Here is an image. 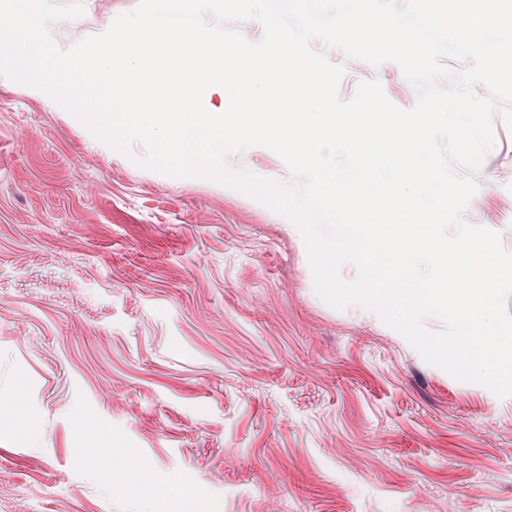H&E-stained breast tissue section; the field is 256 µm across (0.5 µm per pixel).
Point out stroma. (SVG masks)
<instances>
[{"mask_svg": "<svg viewBox=\"0 0 512 512\" xmlns=\"http://www.w3.org/2000/svg\"><path fill=\"white\" fill-rule=\"evenodd\" d=\"M138 3L84 0L82 37ZM328 57L341 99L376 79L415 104L395 63ZM493 132L465 219L512 251V128ZM144 153L0 76V512H146L140 464L181 512H512V395L330 307L289 219ZM231 162L291 179L262 147Z\"/></svg>", "mask_w": 512, "mask_h": 512, "instance_id": "1", "label": "stroma"}]
</instances>
